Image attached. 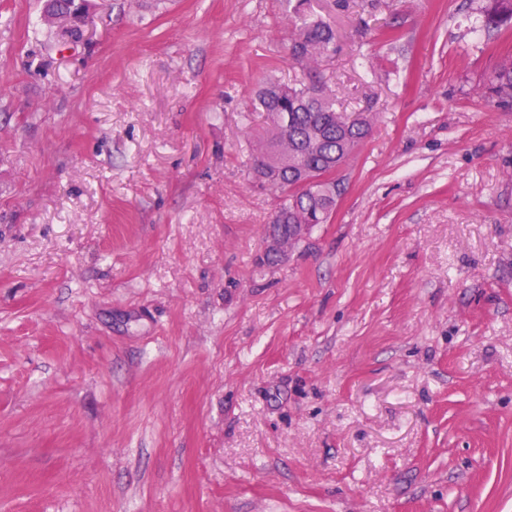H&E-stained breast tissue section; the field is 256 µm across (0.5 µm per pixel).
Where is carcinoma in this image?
I'll return each instance as SVG.
<instances>
[{
  "label": "carcinoma",
  "mask_w": 512,
  "mask_h": 512,
  "mask_svg": "<svg viewBox=\"0 0 512 512\" xmlns=\"http://www.w3.org/2000/svg\"><path fill=\"white\" fill-rule=\"evenodd\" d=\"M311 0H285L293 22L291 57L303 77L291 85L260 88L252 111L266 113L265 151L252 169L263 184L280 193L274 224H326L336 207L340 184L334 178L370 135L377 114L366 107L355 112L336 108V93L317 72L320 60L336 45L333 21L315 14ZM511 30L512 0H483L475 30ZM487 99L512 103V55L501 56L486 79ZM288 137V162L279 163L275 141Z\"/></svg>",
  "instance_id": "cac0c4a2"
}]
</instances>
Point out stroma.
<instances>
[{
	"label": "stroma",
	"mask_w": 512,
	"mask_h": 512,
	"mask_svg": "<svg viewBox=\"0 0 512 512\" xmlns=\"http://www.w3.org/2000/svg\"><path fill=\"white\" fill-rule=\"evenodd\" d=\"M312 0L370 136L288 259L283 0H0V512H512V34ZM90 0H76L74 5H70L68 9L53 13L48 18L57 24L64 31L69 32L71 29L80 27V36L83 35V28L87 23L90 14ZM486 98L498 105L512 103V55L501 56L486 79Z\"/></svg>",
	"instance_id": "1"
}]
</instances>
